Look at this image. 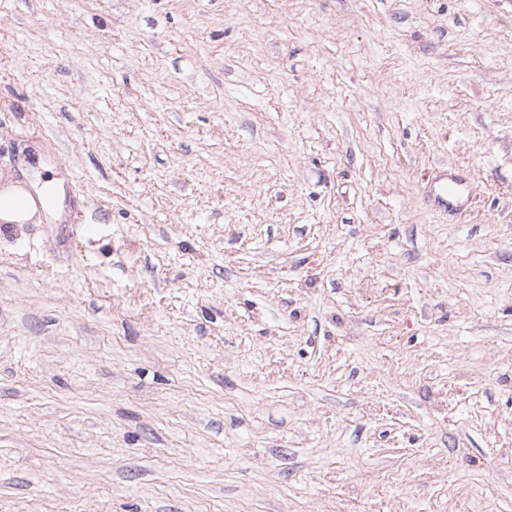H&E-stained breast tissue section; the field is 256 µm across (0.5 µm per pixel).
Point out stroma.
I'll return each mask as SVG.
<instances>
[{
	"instance_id": "stroma-1",
	"label": "stroma",
	"mask_w": 512,
	"mask_h": 512,
	"mask_svg": "<svg viewBox=\"0 0 512 512\" xmlns=\"http://www.w3.org/2000/svg\"><path fill=\"white\" fill-rule=\"evenodd\" d=\"M47 183L0 512H512V0H0ZM431 193L434 204L448 213L460 211L469 195L465 179L454 171L436 181Z\"/></svg>"
}]
</instances>
